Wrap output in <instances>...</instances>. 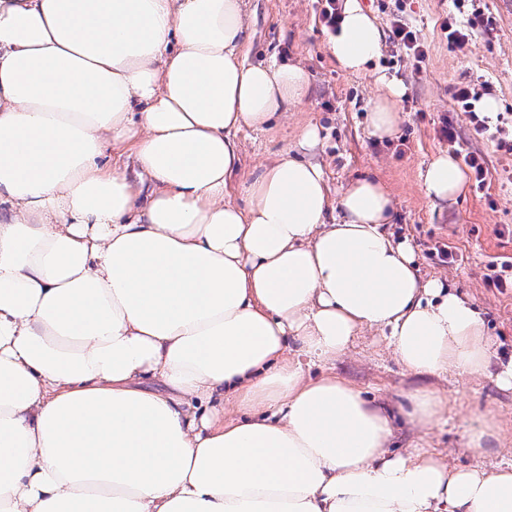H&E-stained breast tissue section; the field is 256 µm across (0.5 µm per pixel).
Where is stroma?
Wrapping results in <instances>:
<instances>
[{"label": "stroma", "instance_id": "stroma-1", "mask_svg": "<svg viewBox=\"0 0 512 512\" xmlns=\"http://www.w3.org/2000/svg\"><path fill=\"white\" fill-rule=\"evenodd\" d=\"M324 0H250L246 23L251 35L247 61L274 59L303 65L311 79L305 103L263 131L243 129L236 139L241 152L239 184L255 178L262 164L282 155L299 128H320L319 160L332 195H339L351 181L373 177L389 189L395 238L412 244L421 273L453 284L472 298L492 329L503 355L512 354V291L488 285L493 264L512 261V155L497 151L473 136L465 112L452 99L461 82H488L500 111L512 113V0H404L403 16L425 46L421 63L383 43L370 73L354 75L337 68L328 50L330 31L321 11ZM493 20V28L478 33L463 49L450 47L441 24L446 17L465 22L473 9ZM404 87L397 102L398 130L387 140L373 138L367 127L368 105L384 94L377 76ZM456 128L459 138L448 143L440 135L443 122ZM482 154L489 169L487 186L476 191L466 186L456 202L432 205L419 174L440 152ZM232 189L234 203H243L239 189ZM449 248L453 262L442 261L437 251ZM333 371L368 395L382 397L399 407L408 393L421 386V378L407 373L397 362L386 336L364 330L336 360L315 362L311 374ZM432 386L447 392L451 402L447 423L417 428L397 422V451L424 448L446 457L450 464L474 463L464 449V430L476 414L489 413L501 427L500 451L494 464L512 461V390L500 388L494 376L469 380L456 375L435 378Z\"/></svg>", "mask_w": 512, "mask_h": 512}]
</instances>
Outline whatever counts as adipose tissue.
<instances>
[{
	"mask_svg": "<svg viewBox=\"0 0 512 512\" xmlns=\"http://www.w3.org/2000/svg\"><path fill=\"white\" fill-rule=\"evenodd\" d=\"M248 7L0 0V512H512V463L394 452L385 400L305 370L375 328L413 375L512 390L474 302L388 232L385 185L331 196L317 126L225 203L236 132L310 88L242 61ZM382 41L347 0L337 66L368 72ZM127 146L134 180L102 161ZM420 178L434 205L466 186L445 152ZM407 400L409 424L448 417L446 392Z\"/></svg>",
	"mask_w": 512,
	"mask_h": 512,
	"instance_id": "obj_1",
	"label": "adipose tissue"
}]
</instances>
